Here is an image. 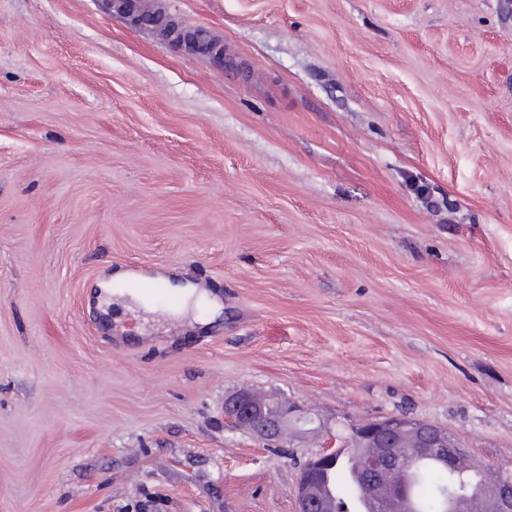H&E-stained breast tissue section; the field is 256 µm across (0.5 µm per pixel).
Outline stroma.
Wrapping results in <instances>:
<instances>
[{
	"mask_svg": "<svg viewBox=\"0 0 512 512\" xmlns=\"http://www.w3.org/2000/svg\"><path fill=\"white\" fill-rule=\"evenodd\" d=\"M0 0V512H296L312 432L405 414L512 471V0ZM221 293L199 324L98 284ZM98 2L106 12L124 16L136 28L159 33L170 43L197 54L206 63L224 62L220 42L205 29H187L166 12L148 9L143 0H98Z\"/></svg>",
	"mask_w": 512,
	"mask_h": 512,
	"instance_id": "obj_1",
	"label": "stroma"
}]
</instances>
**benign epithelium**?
Here are the masks:
<instances>
[{
	"label": "benign epithelium",
	"instance_id": "1",
	"mask_svg": "<svg viewBox=\"0 0 512 512\" xmlns=\"http://www.w3.org/2000/svg\"><path fill=\"white\" fill-rule=\"evenodd\" d=\"M98 2L106 12L124 16L136 28L159 33L206 63L224 61L220 42L207 30L187 29L166 12L149 9L144 0ZM224 415L232 427L274 444L288 434L299 436L323 429L303 409L282 400H261L245 389L227 402ZM349 434L372 448L365 463L362 486L363 494L372 503L371 512H411L407 472L409 460L416 456L436 455L442 465L454 473L474 466L448 430L409 416L367 419L349 427ZM340 440V435L325 430L321 451L304 463L296 487L298 512H344L323 487L324 473L339 460L336 448L340 447ZM482 495L491 504L492 512H512L511 479L499 478L489 483Z\"/></svg>",
	"mask_w": 512,
	"mask_h": 512
}]
</instances>
